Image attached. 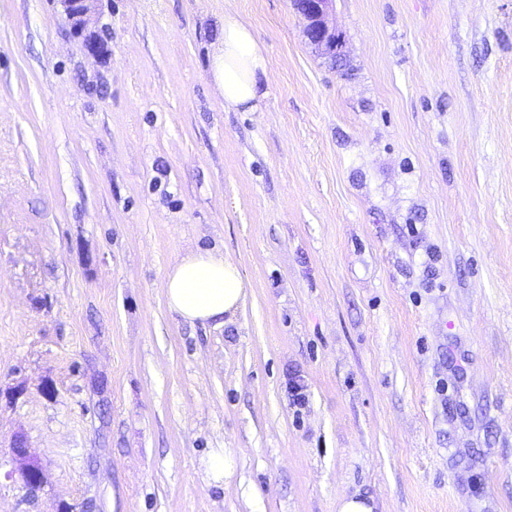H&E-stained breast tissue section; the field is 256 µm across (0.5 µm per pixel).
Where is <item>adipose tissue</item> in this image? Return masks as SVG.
Returning a JSON list of instances; mask_svg holds the SVG:
<instances>
[{"label":"adipose tissue","mask_w":512,"mask_h":512,"mask_svg":"<svg viewBox=\"0 0 512 512\" xmlns=\"http://www.w3.org/2000/svg\"><path fill=\"white\" fill-rule=\"evenodd\" d=\"M212 76L225 109L253 111L265 95L267 58L253 27L237 15L224 17L212 54ZM164 293L170 311L182 319L217 327L233 321L248 294V283L230 256L192 251L169 266Z\"/></svg>","instance_id":"ef3b65f1"}]
</instances>
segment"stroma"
Instances as JSON below:
<instances>
[{
	"label": "stroma",
	"instance_id": "stroma-1",
	"mask_svg": "<svg viewBox=\"0 0 512 512\" xmlns=\"http://www.w3.org/2000/svg\"><path fill=\"white\" fill-rule=\"evenodd\" d=\"M228 13L254 112L212 78ZM330 24L339 69L291 0H97L81 34L0 0V512H512V0ZM191 249L248 280L233 324L169 310ZM212 76L224 96V109L253 111L265 96L268 62L253 27L234 14H225L214 44Z\"/></svg>",
	"mask_w": 512,
	"mask_h": 512
}]
</instances>
